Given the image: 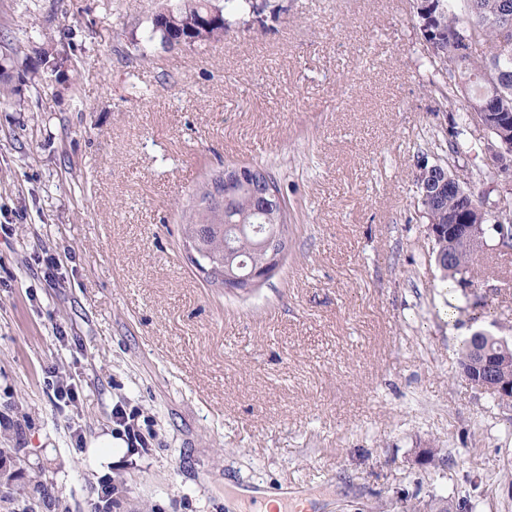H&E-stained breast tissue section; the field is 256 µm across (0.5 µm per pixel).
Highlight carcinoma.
Segmentation results:
<instances>
[{
    "label": "carcinoma",
    "mask_w": 512,
    "mask_h": 512,
    "mask_svg": "<svg viewBox=\"0 0 512 512\" xmlns=\"http://www.w3.org/2000/svg\"><path fill=\"white\" fill-rule=\"evenodd\" d=\"M453 0H426L418 13L419 30L423 36L433 41L434 52L448 62V92L446 99L453 101L463 97L464 109L471 113L475 106L487 105L489 126L500 127L512 122V0H465L466 11L458 15L452 9ZM254 7L252 0H224V8H216L220 18L215 22L193 30L195 42L218 40L224 36L226 16L238 14ZM213 8L211 0H184L180 12L185 17L205 15ZM473 38L470 50L465 55L457 53V44L462 36ZM52 52L42 54L39 65L26 70L22 81L39 84V66L49 64L56 70L57 62L50 60ZM20 90L12 84L8 72L0 73V106L19 108L23 106ZM421 203L428 222L440 227L439 237L434 239L435 261L448 276L464 279L474 273L473 256L458 246L453 260H448V217L464 210L473 224L486 223V211L481 198L460 182L455 189H448V183L438 185H418ZM258 202L249 194L237 196L231 208L219 213L214 208L192 204L187 198L181 204L183 233H203L208 249L215 255L224 253L223 225H241V233L235 235L238 259L261 260L253 253L254 236L249 231L252 224H288V218L276 216L263 220L258 217ZM491 337L476 333L464 340L460 350L462 371L471 369L469 362L483 349Z\"/></svg>",
    "instance_id": "cac0c4a2"
}]
</instances>
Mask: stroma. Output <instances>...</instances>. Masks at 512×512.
Returning <instances> with one entry per match:
<instances>
[{"label": "stroma", "mask_w": 512, "mask_h": 512, "mask_svg": "<svg viewBox=\"0 0 512 512\" xmlns=\"http://www.w3.org/2000/svg\"><path fill=\"white\" fill-rule=\"evenodd\" d=\"M181 4L0 0L13 75L43 48L62 62L0 108L11 489L34 512H95L105 479L112 512H259L228 507L237 488L308 512H512V402L459 366L475 333L512 340V248L490 235L465 288L434 261L418 154L490 203L498 179L411 0H267L169 48L152 20ZM233 163L270 168L288 208V252L248 292L191 266L178 209ZM120 403L149 448L101 465Z\"/></svg>", "instance_id": "35a3bbf8"}]
</instances>
